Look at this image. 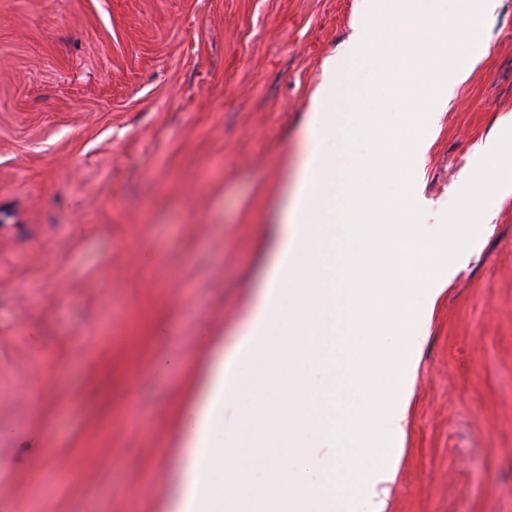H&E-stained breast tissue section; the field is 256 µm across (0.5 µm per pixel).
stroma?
<instances>
[{
  "mask_svg": "<svg viewBox=\"0 0 512 512\" xmlns=\"http://www.w3.org/2000/svg\"><path fill=\"white\" fill-rule=\"evenodd\" d=\"M355 0H0V512H172ZM408 176L437 230L512 114V0ZM433 310L386 512H512V197ZM70 462L53 466V458Z\"/></svg>",
  "mask_w": 512,
  "mask_h": 512,
  "instance_id": "1",
  "label": "stroma"
}]
</instances>
